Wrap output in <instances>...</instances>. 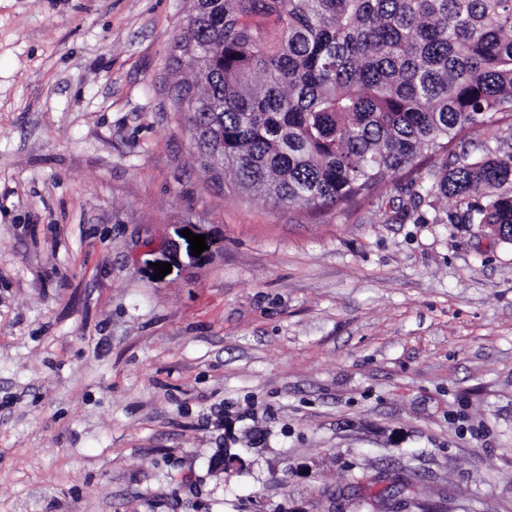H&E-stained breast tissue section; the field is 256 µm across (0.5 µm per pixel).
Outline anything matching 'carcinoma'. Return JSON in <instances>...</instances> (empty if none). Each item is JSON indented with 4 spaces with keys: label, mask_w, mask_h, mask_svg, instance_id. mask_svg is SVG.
<instances>
[{
    "label": "carcinoma",
    "mask_w": 512,
    "mask_h": 512,
    "mask_svg": "<svg viewBox=\"0 0 512 512\" xmlns=\"http://www.w3.org/2000/svg\"><path fill=\"white\" fill-rule=\"evenodd\" d=\"M180 38L173 104L213 182L312 213L441 156L418 198L512 239V144L448 153L512 114V0H197Z\"/></svg>",
    "instance_id": "obj_1"
}]
</instances>
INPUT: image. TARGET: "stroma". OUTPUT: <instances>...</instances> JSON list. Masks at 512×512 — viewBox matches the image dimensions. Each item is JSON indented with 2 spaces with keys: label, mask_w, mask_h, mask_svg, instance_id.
Returning a JSON list of instances; mask_svg holds the SVG:
<instances>
[{
  "label": "stroma",
  "mask_w": 512,
  "mask_h": 512,
  "mask_svg": "<svg viewBox=\"0 0 512 512\" xmlns=\"http://www.w3.org/2000/svg\"><path fill=\"white\" fill-rule=\"evenodd\" d=\"M192 7L0 0V512H512V243L213 186Z\"/></svg>",
  "instance_id": "obj_1"
}]
</instances>
